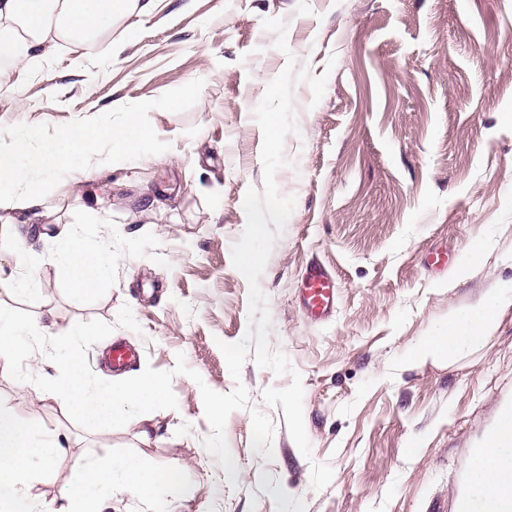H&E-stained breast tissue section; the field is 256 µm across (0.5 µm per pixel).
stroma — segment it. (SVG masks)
<instances>
[{"label":"stroma","instance_id":"1","mask_svg":"<svg viewBox=\"0 0 512 512\" xmlns=\"http://www.w3.org/2000/svg\"><path fill=\"white\" fill-rule=\"evenodd\" d=\"M268 17L287 22L288 52L263 29ZM106 43L115 52L104 58ZM291 54L328 81L317 103L307 84L294 88V165L277 185L295 208L260 284L271 346L302 376L307 457L282 408L262 400L290 375L249 359L232 377L219 348L249 328L231 250L247 189L263 187L253 110ZM132 112L153 141L137 156L101 144L90 175H56L47 235L25 244L41 284L11 306L23 326L47 311L60 328L94 324L103 345L83 352L90 379L111 374L104 349L122 342L136 353L126 376L173 371L181 354L202 380L175 374L177 409L96 432L36 394L59 346L46 336L0 370V403L64 438L70 455L129 447L180 468L192 487L173 512H456L472 487L471 450L512 407V308L484 348L410 370L404 359L512 277V0H158L87 51L60 43L0 80V136L120 125ZM90 184L108 223L88 210ZM73 226L116 256L111 284L90 299L54 275L51 237ZM476 239L485 250L474 266ZM314 263L338 286L324 320L300 296ZM453 271L463 278L452 288ZM239 383L249 406L225 424L231 481L202 444L211 428L200 388ZM315 461L333 469L319 491Z\"/></svg>","mask_w":512,"mask_h":512}]
</instances>
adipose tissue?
<instances>
[{"label":"adipose tissue","instance_id":"adipose-tissue-1","mask_svg":"<svg viewBox=\"0 0 512 512\" xmlns=\"http://www.w3.org/2000/svg\"><path fill=\"white\" fill-rule=\"evenodd\" d=\"M157 0H0V48L13 68L28 65L47 52L59 39L83 45L104 26L137 14L150 15ZM153 138L151 128L131 118L118 126H100L82 121L69 131L41 140L31 147L28 137L12 139L0 150V259L11 260L25 271V284H40L36 267L30 264L23 242L32 226L44 216L48 197L41 178L71 171L79 163H92L101 143L136 156ZM114 254L110 245L85 241L71 230L55 237V274L77 296L101 292L112 274ZM16 290L12 278H0V363L10 364L18 332L39 338L51 335L52 314L26 327H18L7 300ZM512 305V278L480 291L476 301L459 317L450 319L444 335L417 343L408 361L420 366L451 356L456 347L485 346L503 310ZM94 325L79 322L63 332L67 349L61 375L44 387L45 393L66 410L76 412L102 429L138 419L144 410L162 400L165 385L151 375L136 379L121 376L105 382L90 381L85 373L82 346L95 343ZM472 464L485 497L486 512H512V413L506 414L485 446L474 453Z\"/></svg>","mask_w":512,"mask_h":512}]
</instances>
